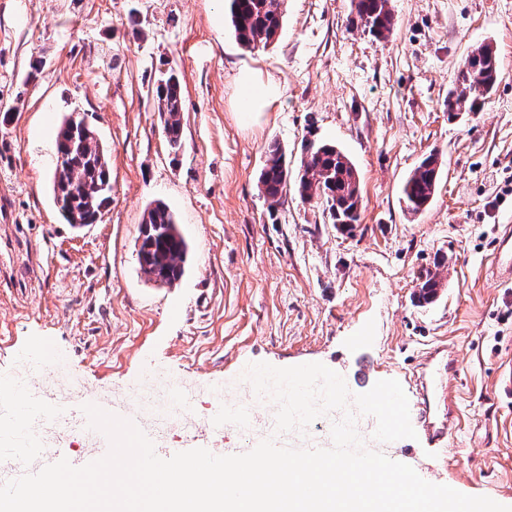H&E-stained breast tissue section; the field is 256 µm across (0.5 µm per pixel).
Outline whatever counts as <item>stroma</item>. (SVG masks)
Listing matches in <instances>:
<instances>
[{"label":"stroma","mask_w":512,"mask_h":512,"mask_svg":"<svg viewBox=\"0 0 512 512\" xmlns=\"http://www.w3.org/2000/svg\"><path fill=\"white\" fill-rule=\"evenodd\" d=\"M391 35L362 34L351 0H285L267 48L247 51L224 0H0V402L19 377L34 392L42 363L64 364L113 414L150 375L180 380L188 405L142 421L159 457L177 448H254L273 431L243 373L248 364L321 363L349 390L400 382L435 346L456 357L458 420L445 443H390L389 457L426 481L512 506V285L487 270L512 195V0H390ZM496 51L501 75L480 112L448 117L467 54ZM43 62L29 79L30 58ZM180 71L183 147L171 152L151 90ZM278 80L260 126L243 127L234 77ZM79 111L109 149L112 204L101 221L66 224L53 200L54 138ZM329 140L355 164L360 220L337 230L322 204L287 189L270 209L257 188L270 142L297 167L306 139ZM442 172L430 206L402 211V185L428 154ZM178 217L190 251L181 281L139 268L143 214ZM451 262L437 266L438 258ZM437 269L438 300L414 297ZM223 389L224 404L212 394ZM252 405L249 433L235 413ZM228 424L208 431L216 410ZM29 472L99 457L87 436L46 426Z\"/></svg>","instance_id":"stroma-1"}]
</instances>
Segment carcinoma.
I'll list each match as a JSON object with an SVG mask.
<instances>
[{"label": "carcinoma", "mask_w": 512, "mask_h": 512, "mask_svg": "<svg viewBox=\"0 0 512 512\" xmlns=\"http://www.w3.org/2000/svg\"><path fill=\"white\" fill-rule=\"evenodd\" d=\"M353 3L363 32L376 39L386 38L394 25L390 0H353ZM283 4L284 0H228V13L239 45L250 51L269 46L282 27ZM499 78L495 50L482 45L471 51L459 68L455 89L448 96V115L478 111ZM154 101L167 144L176 153L183 145V86L175 68L160 73ZM304 152L299 169L292 172L279 144L268 146L258 189L270 200V207L281 204L283 192L292 182L302 200L317 199L326 205L332 223L342 226L358 223L361 195L354 163L331 142L310 140L304 145ZM64 164L62 177L74 185L70 207L60 208L65 220L71 221L70 210L82 209L88 223H97L112 204V197L93 191L97 185L112 182L107 147L90 141L69 151ZM440 166L438 157L430 154L411 171L403 183L401 196L407 212L418 213L430 204ZM188 253L189 245L174 211L161 201L150 204L143 214L137 250L142 273L160 277L171 286L184 276ZM440 284L438 275L430 271L419 277L418 301H427V295Z\"/></svg>", "instance_id": "carcinoma-1"}]
</instances>
